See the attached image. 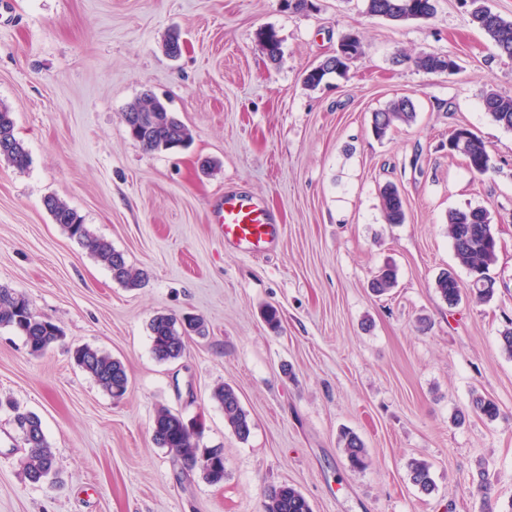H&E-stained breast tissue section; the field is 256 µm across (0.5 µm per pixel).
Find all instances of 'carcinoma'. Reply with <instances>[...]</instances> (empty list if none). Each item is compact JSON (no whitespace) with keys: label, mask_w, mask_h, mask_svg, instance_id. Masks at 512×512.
<instances>
[{"label":"carcinoma","mask_w":512,"mask_h":512,"mask_svg":"<svg viewBox=\"0 0 512 512\" xmlns=\"http://www.w3.org/2000/svg\"><path fill=\"white\" fill-rule=\"evenodd\" d=\"M434 0H366V13L394 22H408L426 19L433 15ZM470 21L494 45L498 53L512 59V20L507 19L485 5V0H471ZM363 53L361 41L350 44V51L344 60L338 62L320 61L307 71L305 82L311 87L318 86L328 74L346 75L349 62ZM418 68L435 73L456 67L449 56L425 55L416 58ZM485 111L492 120L512 130V96L495 90L488 91L483 98ZM151 110L152 122H132L127 130L132 138L149 151H163L178 147L190 139L187 126L177 118L168 106L154 96L142 95L125 110L130 115L137 111ZM415 105L407 96L392 101L386 108L371 115V129L377 139H384L399 125L415 121ZM456 141L457 149L465 158L468 167L479 174L490 170V156L484 141L470 128L458 126L448 137ZM10 145V150H0V160L6 161L18 170H25L31 163L26 145L15 136L12 112L0 107V147ZM381 205L389 224L405 221L403 200L398 187L388 183L380 190ZM45 208L54 223L62 226L68 236L83 246L111 271L112 277L129 288L138 286L141 273L128 266L124 255L112 245L92 236L82 217L66 202L49 196L44 200ZM448 238L452 242L455 258L472 276L471 290L478 299L487 300L494 294L495 281L489 275L490 267L497 261V238L487 209L478 207L448 212ZM395 270L386 265L379 268L370 280L369 288L383 295L395 286ZM440 295L452 306L458 303L461 288L451 270L442 272L436 279ZM177 320L167 315H158L151 320L150 331L152 350L161 361L179 358L185 349L186 333L203 332L204 325L197 318H188L181 327ZM0 326L10 327L24 338L30 351L42 354L50 345L61 339L60 328L50 320L36 314L26 297L12 288L0 285ZM77 366L88 373L112 397L120 398L127 390L128 377L123 364L111 355L89 346L73 351ZM212 399L224 410V421L240 439H247L251 433V420L244 410L239 395L229 385H219L212 392ZM14 422L22 433L24 451L23 468L28 479L34 484L49 482L55 473V460L47 442L40 418L10 405ZM472 410L493 420L499 415L498 405L490 398L475 395ZM154 442L174 452L184 469L197 470L212 485L224 482V453L219 448L200 445V434L185 422L182 415L169 409L159 410L153 420ZM341 443L346 459L353 469H364L369 465L364 442L354 433L345 432ZM409 478L422 492L429 494L434 489L431 466L424 460L414 459L409 464ZM482 495L483 512H493L490 501L491 482L487 470L480 466L472 477ZM264 512H312L307 499L288 484H272L264 489Z\"/></svg>","instance_id":"obj_1"}]
</instances>
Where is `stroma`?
<instances>
[{
    "label": "stroma",
    "mask_w": 512,
    "mask_h": 512,
    "mask_svg": "<svg viewBox=\"0 0 512 512\" xmlns=\"http://www.w3.org/2000/svg\"><path fill=\"white\" fill-rule=\"evenodd\" d=\"M0 0V105L31 156L0 161V285L22 293L64 338L40 355L0 327V399L36 413L56 461L36 485L23 440L0 409V512H263L262 491L287 483L312 512H482L478 466L494 512H512V130L483 108L488 89L512 96V59L469 21L463 0H435L426 20L393 22L365 0ZM274 29L281 53L260 38ZM179 32L182 51L163 43ZM364 52L346 77L316 88L307 70L347 34ZM453 57L427 73L421 54ZM189 128L183 147L149 152L121 115L144 92ZM410 97L413 124L384 140L370 115ZM486 143L479 175L448 150L457 126ZM396 184L406 220L387 223L379 189ZM261 198L281 234L268 251L225 247L215 209L225 192ZM66 201L90 232L144 272L113 280L44 207ZM481 206L493 218L495 293L478 300L455 259L448 213ZM397 269L389 294L368 282ZM454 270L456 305L436 289ZM278 308L282 328L261 317ZM202 318L180 359L158 360L149 323ZM90 346L120 360L128 388L112 398L73 361ZM229 384L252 429L239 439L211 398ZM494 400V420L472 412ZM195 422L224 452L222 485L185 472L152 439L157 410ZM465 420H458V413ZM365 443L350 468L341 431ZM431 465L426 494L408 476Z\"/></svg>",
    "instance_id": "35a3bbf8"
}]
</instances>
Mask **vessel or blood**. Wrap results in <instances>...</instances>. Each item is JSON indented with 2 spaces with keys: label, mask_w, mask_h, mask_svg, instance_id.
I'll list each match as a JSON object with an SVG mask.
<instances>
[{
  "label": "vessel or blood",
  "mask_w": 512,
  "mask_h": 512,
  "mask_svg": "<svg viewBox=\"0 0 512 512\" xmlns=\"http://www.w3.org/2000/svg\"><path fill=\"white\" fill-rule=\"evenodd\" d=\"M219 227L226 246L260 252L276 239L279 227L268 210L252 197L225 193Z\"/></svg>",
  "instance_id": "vessel-or-blood-1"
}]
</instances>
